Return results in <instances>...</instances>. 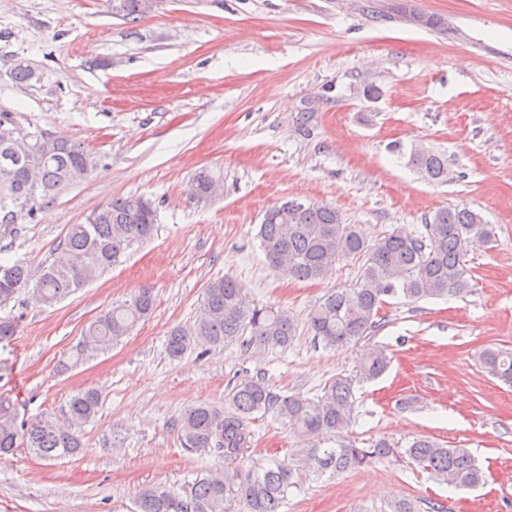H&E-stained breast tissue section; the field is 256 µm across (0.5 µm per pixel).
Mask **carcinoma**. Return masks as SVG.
<instances>
[{
	"label": "carcinoma",
	"mask_w": 512,
	"mask_h": 512,
	"mask_svg": "<svg viewBox=\"0 0 512 512\" xmlns=\"http://www.w3.org/2000/svg\"><path fill=\"white\" fill-rule=\"evenodd\" d=\"M109 3L129 21L146 13L143 0ZM21 127L16 113L0 111V224L6 227L33 217L61 191L87 179L98 163L87 147L45 130L34 133L29 142L18 136ZM407 165L429 182L448 181L447 160L436 151L414 145ZM424 229L417 233L400 226L370 242L329 204L312 200L303 209H293L284 201L265 211L258 238L271 268L297 282L321 280L346 258L362 261L355 282L331 292L308 317L311 333L324 346L344 348L376 331L388 297L401 294L418 301L464 296L473 279L467 255L495 240V227L467 207L437 210ZM155 231L151 202L138 196L111 200L88 223L69 225L59 255L39 272L23 263L0 264V304L27 288L35 303L52 306L112 270L133 243L150 240ZM154 306L153 288L147 286L101 311L83 328L72 364L129 335ZM295 332L288 310L246 305L243 286L224 276L207 284L194 324L171 330L166 351L178 361L192 348L208 353L239 341L264 350H285ZM478 362L487 374L512 387V349L487 346L478 353ZM389 363L385 351L372 349L356 375L339 377L312 397L277 394L264 378L252 377L229 391L224 407L203 403L186 410L180 420L182 448L190 454L213 451L224 459V468L197 477L180 492L148 488L138 495L136 512H282L302 473H341L394 455L398 448L385 437L360 448L343 435L353 418L355 384L379 378ZM101 404L99 392L86 389L70 398L63 420L39 416L20 423L12 396L0 392V459L22 445L45 460L81 454L82 428L96 418ZM256 414L270 415L300 437L331 447L306 445L283 460L269 458L243 470L237 462L252 444L249 420ZM404 455L439 484H485L484 470L465 448H447L422 435L409 443ZM389 512L443 510L432 500L401 497L389 504Z\"/></svg>",
	"instance_id": "1"
}]
</instances>
